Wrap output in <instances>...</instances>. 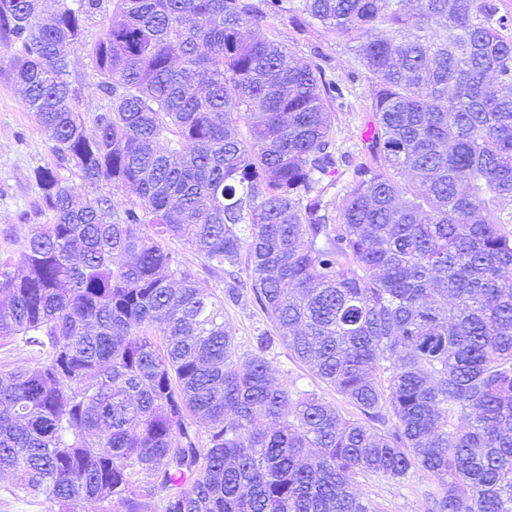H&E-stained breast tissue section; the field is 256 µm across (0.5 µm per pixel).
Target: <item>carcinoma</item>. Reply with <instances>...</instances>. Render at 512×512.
<instances>
[{
    "mask_svg": "<svg viewBox=\"0 0 512 512\" xmlns=\"http://www.w3.org/2000/svg\"><path fill=\"white\" fill-rule=\"evenodd\" d=\"M0 0L14 83L52 141L42 212L0 253V472L63 512H377L360 475L429 474L427 512H512V17L497 0ZM355 44L375 131L355 164L344 88L247 30ZM351 168L341 206L328 197ZM101 182L134 195L108 222ZM410 180L403 182L404 174ZM228 275L224 299L167 247ZM249 285L276 331L239 352ZM357 411L293 395L275 342ZM103 7L102 12L95 15L86 24L85 47L75 52L71 57L73 66L70 80L75 87L80 89L79 107L87 117H91L95 112H98L105 103L95 92V84L98 81L97 75L92 70L89 59L86 57L87 50L99 40L109 23V19L112 17V4L108 0H104Z\"/></svg>",
    "mask_w": 512,
    "mask_h": 512,
    "instance_id": "obj_1",
    "label": "carcinoma"
}]
</instances>
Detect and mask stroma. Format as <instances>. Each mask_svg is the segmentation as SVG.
Wrapping results in <instances>:
<instances>
[{
  "mask_svg": "<svg viewBox=\"0 0 512 512\" xmlns=\"http://www.w3.org/2000/svg\"><path fill=\"white\" fill-rule=\"evenodd\" d=\"M112 16L111 6H104L86 24L84 49L72 57L70 80L81 92L79 107L85 115H93L103 105L95 91L97 75L87 58L86 48L101 37ZM263 35L288 45L296 57H317L328 78L345 86L342 100L333 102L330 110L336 143L341 151L360 155L361 130L371 101V88L363 77L351 45L319 26L302 27L269 20L261 29ZM51 142L23 103L10 75V54L0 47V240L24 239L31 227L49 221L48 214L38 209L40 189L35 180L38 168L51 163ZM224 320L232 328L241 351H252L259 333L270 330L264 314L251 295L239 302L225 303ZM279 379L291 391H313L340 410L348 405L333 388L324 384L305 365L291 358L282 344H274L266 353ZM429 475L411 470L402 480L366 475L356 479L358 493L375 503L380 512H425V494L434 490ZM0 512H60L45 498L25 496L16 488L13 474L0 475Z\"/></svg>",
  "mask_w": 512,
  "mask_h": 512,
  "instance_id": "stroma-1",
  "label": "stroma"
}]
</instances>
